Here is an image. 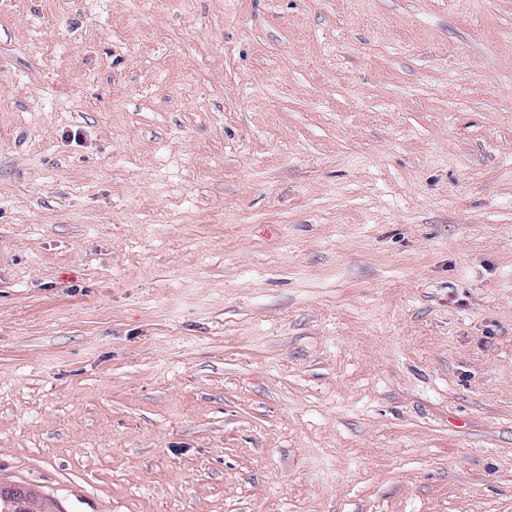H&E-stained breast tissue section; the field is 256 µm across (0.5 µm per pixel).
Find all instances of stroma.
<instances>
[{"mask_svg":"<svg viewBox=\"0 0 512 512\" xmlns=\"http://www.w3.org/2000/svg\"><path fill=\"white\" fill-rule=\"evenodd\" d=\"M0 487L512 512V0H0Z\"/></svg>","mask_w":512,"mask_h":512,"instance_id":"1","label":"stroma"}]
</instances>
